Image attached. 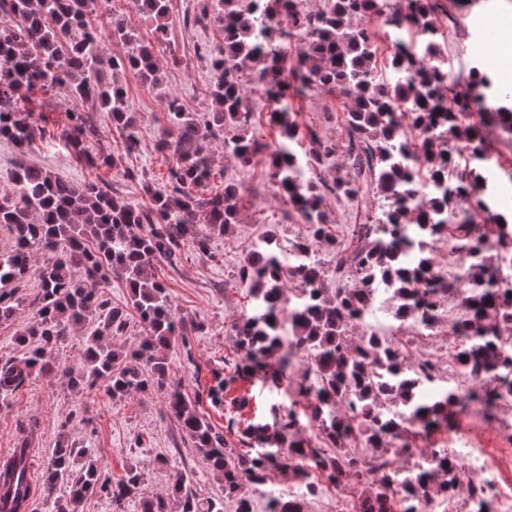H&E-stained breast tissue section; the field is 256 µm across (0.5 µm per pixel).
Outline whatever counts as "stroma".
<instances>
[{"label": "stroma", "instance_id": "1", "mask_svg": "<svg viewBox=\"0 0 512 512\" xmlns=\"http://www.w3.org/2000/svg\"><path fill=\"white\" fill-rule=\"evenodd\" d=\"M447 14L437 15L447 36L442 46L452 75L468 74L478 64L503 56L504 41L482 43V35L492 33L491 18L512 12V0H442ZM224 41L222 29L204 19L195 0H172L171 22L166 40L159 48L158 64L162 79L158 86L143 84L136 72L127 71L122 80L128 92L130 108L140 120L135 130L138 148L123 156L120 167L105 165L91 169L76 159L58 137L37 142L30 159L57 175L76 183L101 178L116 189L122 198L135 206L147 203L142 189L143 179L164 183L170 159L160 154L157 143L172 123L165 108L169 97H178L185 111L205 115L211 109L209 87L212 81L209 52ZM297 122L319 129L323 138L340 141L346 101L341 94L315 92L304 98H288ZM215 176L212 188L224 180L243 188L239 222L226 235L214 237L210 255L189 254L177 268L160 265L159 277L164 282L176 317L201 324V331L190 335L189 348H175L170 354L172 376L180 381L189 398L200 401L202 412L216 429L224 427L226 405L246 396L251 407L242 421L268 423L271 406L286 397L284 390L264 385L258 380H239L224 393V405L210 406L205 396L213 380L214 369L236 356L231 324L239 315L250 312L252 304L246 289L241 288L237 274L251 246L258 242L267 224L279 226L283 241L304 237L308 227L297 215L287 214L274 195L261 163L246 166L226 153L221 139L210 142ZM39 290L36 276L23 284L26 303L20 304L14 318L0 324V357L19 355L16 338L34 316L28 300ZM445 325L436 334L421 341H411L406 350L411 360L433 357L439 375H447L453 366L454 339L450 326L458 314L453 300L444 302ZM80 418L69 421L68 435L88 457L96 460L112 475L121 479L129 466H138L147 476L146 494L168 490L176 477H185L199 496L216 497L221 482L209 470L201 454L185 447L174 417L166 409L159 394L111 398L100 390L73 394L64 376H39L31 379L7 403H0V455L10 453L20 422L34 419L40 424L39 463L47 465L58 440L59 424L68 421L72 411ZM466 439L469 447L484 451L491 459L512 456V404L504 405L494 418H487L479 408L453 419L450 428L430 437L414 439L413 449L453 448L458 439Z\"/></svg>", "mask_w": 512, "mask_h": 512}]
</instances>
